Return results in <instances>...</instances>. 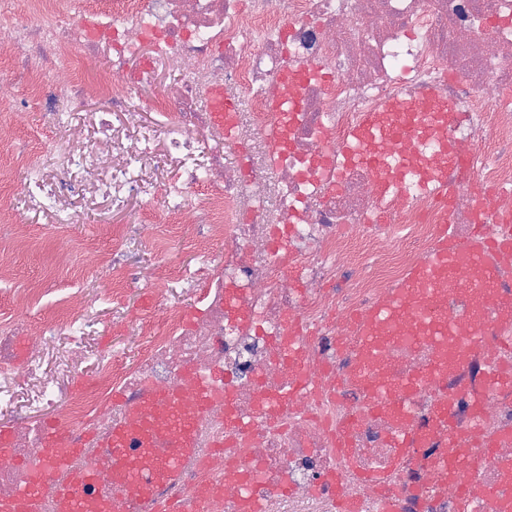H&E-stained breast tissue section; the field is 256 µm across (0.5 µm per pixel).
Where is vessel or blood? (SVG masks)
I'll list each match as a JSON object with an SVG mask.
<instances>
[{"label": "vessel or blood", "instance_id": "vessel-or-blood-1", "mask_svg": "<svg viewBox=\"0 0 512 512\" xmlns=\"http://www.w3.org/2000/svg\"><path fill=\"white\" fill-rule=\"evenodd\" d=\"M410 109L425 113L432 121L437 113L447 111L448 101L434 90L427 101L414 102ZM370 134L401 140L409 137L411 131L404 127L385 129L381 115L369 112L353 136L354 146L364 148ZM509 259H512L511 232L489 240L477 229L470 239L463 241L451 225H440L438 241L426 262L410 270L361 319L353 373L375 409L401 423L398 447L422 446L424 437L405 408L410 385L394 381L391 369L384 362V346L394 339H425L434 350L428 367L431 378L438 384L447 381L449 374L466 359L463 339L486 335L487 326L481 315L487 302H495L499 323L512 324V293H502L499 284L500 265ZM451 295L465 300L467 322H451L443 317L442 305ZM195 390L197 397L191 400L178 386H146L132 405L126 423L113 427L106 442L111 468L81 471L61 485L57 492V512H112L110 499L90 493L91 488L107 483L131 499L151 501L159 487L176 478L191 451L193 424L212 401L213 393L204 380H197ZM165 437L173 438L174 447H159V440ZM473 439L470 433L450 432L448 451L437 459V467L447 471L450 483L459 485L462 506H469L471 498L478 496L486 512H512V497L500 489L487 487L478 491L462 482V474L477 473L489 456L485 450L471 451ZM36 499V486H28L12 498L1 500L0 512H33Z\"/></svg>", "mask_w": 512, "mask_h": 512}]
</instances>
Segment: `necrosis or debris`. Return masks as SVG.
Returning a JSON list of instances; mask_svg holds the SVG:
<instances>
[{
	"mask_svg": "<svg viewBox=\"0 0 512 512\" xmlns=\"http://www.w3.org/2000/svg\"><path fill=\"white\" fill-rule=\"evenodd\" d=\"M0 49L13 61L0 98L19 83L28 89L15 122L69 129L75 143L62 155L45 145L58 158L47 181H33L17 155L29 208L52 201L70 226L77 196L116 212L137 204L142 220L113 225L112 256L97 269L111 273L116 294L151 276L194 299L190 310L162 299L140 316L146 341L132 364L88 348L99 314L86 296L57 299L54 317L31 318L23 305L0 313V418L12 432L0 499L47 467L53 426L80 449L39 487L37 512H56L59 484L109 461L87 437L106 440L145 384L190 393L202 377L222 398L197 419L191 454L161 490L186 512H245L253 493L265 512H335L340 496L377 512L356 470L392 473L400 512H465L432 466L446 433L427 438L420 462L406 460L395 422L366 402L351 375L353 318L428 258L439 225L465 239L479 224L493 238L512 217V0H88L78 10L70 0H0ZM91 54L111 68L96 83L102 135L89 143L70 105ZM160 67L179 82L142 97ZM429 89L447 96L448 124L406 143L408 177L374 165L389 141L349 150L363 113ZM217 91L238 105L225 125L209 105ZM286 96L297 110L277 111ZM146 113L152 124H142ZM451 146L472 161L449 172L456 189L444 197L432 178ZM179 239L202 253L201 267L146 275L141 248L163 257ZM495 316L487 306L486 336L448 377L449 392L468 399L454 427L479 426L495 446L476 474L487 486L505 485L512 470V385L491 380L512 365V328ZM430 358L424 342L400 340L385 353L396 379L417 380L407 404L420 425L441 396ZM89 359L92 375L66 388ZM300 380L304 394L290 396ZM238 422L254 433L233 439Z\"/></svg>",
	"mask_w": 512,
	"mask_h": 512,
	"instance_id": "obj_1",
	"label": "necrosis or debris"
}]
</instances>
